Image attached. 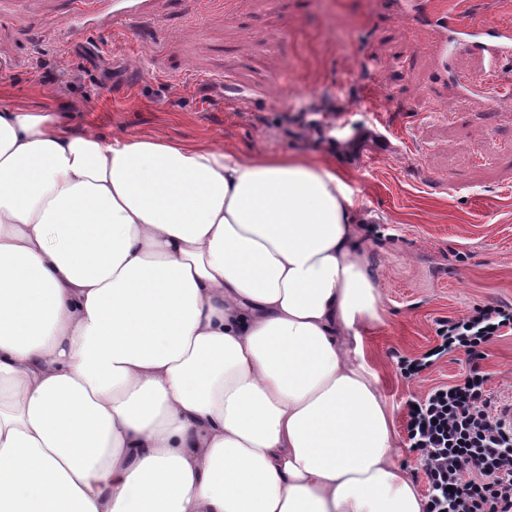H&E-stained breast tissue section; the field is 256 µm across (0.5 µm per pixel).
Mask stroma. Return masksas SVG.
Wrapping results in <instances>:
<instances>
[{
    "label": "stroma",
    "mask_w": 512,
    "mask_h": 512,
    "mask_svg": "<svg viewBox=\"0 0 512 512\" xmlns=\"http://www.w3.org/2000/svg\"><path fill=\"white\" fill-rule=\"evenodd\" d=\"M71 2L0 0V87L14 100L57 108L73 134L328 156L345 173L385 310L365 346L407 447V402L469 363L452 352L409 380L398 356L432 348L438 321L512 305V102L468 86L483 59L463 42L440 57L448 32L403 15L400 0H156L73 45ZM358 99L368 110L350 109ZM317 112L340 113L333 133L301 124ZM370 124L393 148L365 143L354 165L336 142ZM479 366L512 405V335Z\"/></svg>",
    "instance_id": "35a3bbf8"
}]
</instances>
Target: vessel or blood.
Instances as JSON below:
<instances>
[{"label":"vessel or blood","mask_w":512,"mask_h":512,"mask_svg":"<svg viewBox=\"0 0 512 512\" xmlns=\"http://www.w3.org/2000/svg\"><path fill=\"white\" fill-rule=\"evenodd\" d=\"M146 0H73L69 30L84 27L91 21L118 22L124 17H143ZM429 21L440 29L452 31L467 40L487 61L488 70L498 65H512V27L493 19L477 24H461L460 14L448 6L447 0H429Z\"/></svg>","instance_id":"b4317fda"}]
</instances>
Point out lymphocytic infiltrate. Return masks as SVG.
Returning a JSON list of instances; mask_svg holds the SVG:
<instances>
[{"label": "lymphocytic infiltrate", "mask_w": 512, "mask_h": 512, "mask_svg": "<svg viewBox=\"0 0 512 512\" xmlns=\"http://www.w3.org/2000/svg\"><path fill=\"white\" fill-rule=\"evenodd\" d=\"M512 334V306L485 305L440 321L437 343L421 357H399L401 376L419 375L450 352L475 361L495 338ZM487 374L438 385L407 411L410 448L429 479L428 512H512V410L488 393Z\"/></svg>", "instance_id": "1"}]
</instances>
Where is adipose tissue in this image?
<instances>
[{
    "instance_id": "obj_1",
    "label": "adipose tissue",
    "mask_w": 512,
    "mask_h": 512,
    "mask_svg": "<svg viewBox=\"0 0 512 512\" xmlns=\"http://www.w3.org/2000/svg\"><path fill=\"white\" fill-rule=\"evenodd\" d=\"M328 158L0 108V512H427Z\"/></svg>"
}]
</instances>
